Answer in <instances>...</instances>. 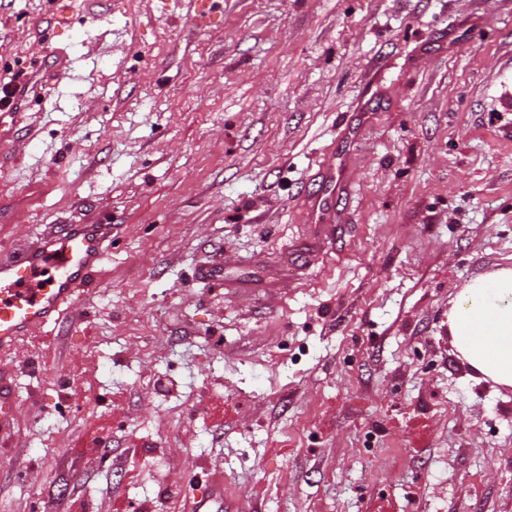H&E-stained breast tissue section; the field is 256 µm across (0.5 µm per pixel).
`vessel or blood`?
<instances>
[{
	"label": "vessel or blood",
	"instance_id": "vessel-or-blood-1",
	"mask_svg": "<svg viewBox=\"0 0 512 512\" xmlns=\"http://www.w3.org/2000/svg\"><path fill=\"white\" fill-rule=\"evenodd\" d=\"M333 194L317 196L318 211L328 210L335 194L345 193L343 171L326 173ZM108 224H65L19 254H0V348H9L83 299V290L112 246ZM14 399L0 371V433L14 424ZM206 500L191 499L187 512H208L223 504L224 477L209 475Z\"/></svg>",
	"mask_w": 512,
	"mask_h": 512
}]
</instances>
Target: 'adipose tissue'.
Here are the masks:
<instances>
[{
    "instance_id": "obj_1",
    "label": "adipose tissue",
    "mask_w": 512,
    "mask_h": 512,
    "mask_svg": "<svg viewBox=\"0 0 512 512\" xmlns=\"http://www.w3.org/2000/svg\"><path fill=\"white\" fill-rule=\"evenodd\" d=\"M448 332L478 379L512 388V267L462 285L448 310Z\"/></svg>"
}]
</instances>
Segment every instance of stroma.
Wrapping results in <instances>:
<instances>
[{
  "label": "stroma",
  "mask_w": 512,
  "mask_h": 512,
  "mask_svg": "<svg viewBox=\"0 0 512 512\" xmlns=\"http://www.w3.org/2000/svg\"><path fill=\"white\" fill-rule=\"evenodd\" d=\"M15 73L0 250L112 249L0 352V512H185L215 469L232 512H512V390L448 334L512 267V0H0ZM5 371L1 367L0 371V442L5 441L4 434L14 424V399L12 392L5 382Z\"/></svg>",
  "instance_id": "obj_1"
}]
</instances>
